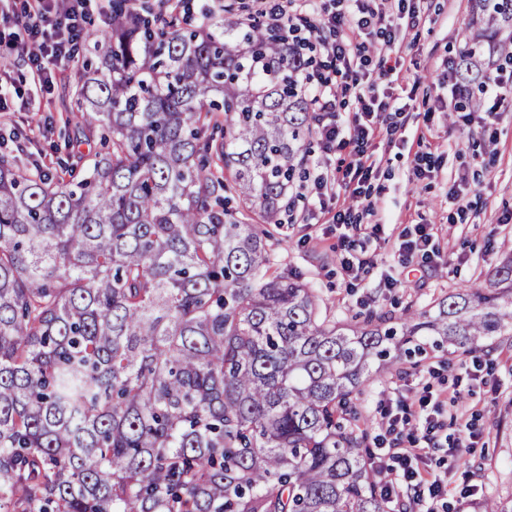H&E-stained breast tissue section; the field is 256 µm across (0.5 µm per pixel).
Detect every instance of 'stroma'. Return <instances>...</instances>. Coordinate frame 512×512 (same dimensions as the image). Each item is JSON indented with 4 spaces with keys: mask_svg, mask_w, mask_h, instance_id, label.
I'll use <instances>...</instances> for the list:
<instances>
[{
    "mask_svg": "<svg viewBox=\"0 0 512 512\" xmlns=\"http://www.w3.org/2000/svg\"><path fill=\"white\" fill-rule=\"evenodd\" d=\"M170 3L196 25L203 14L219 10L232 22L257 16L255 0ZM470 5V0H419L414 26L400 28L394 46L373 49V58L396 67L385 94L394 106L387 120L398 133L394 141L376 142L372 209L361 215L362 221L381 223L383 233L377 240L350 233L353 250L367 252L375 262L358 287H348L342 276L339 232L319 213L316 198L299 180L288 191L289 210L269 241L274 264L314 288L328 317L347 320L375 310L398 319L431 308L473 281L488 280L504 254L512 252V223L503 221L512 212V94L503 93L495 102L473 91L472 104L497 114L489 129L448 107L446 62L458 57L477 30ZM107 24V18L98 17L88 25L79 61L49 85L34 79L17 53L0 49V87L8 93L9 106L0 112V153L16 152L21 167L36 163L49 174H61L70 153L65 117L71 105L62 92L82 81L85 62L95 58ZM422 157L435 162L431 177L416 174ZM408 224L434 225L437 263L399 267L398 236ZM387 273L396 278L395 287L386 286ZM476 355L494 368L474 380L465 368ZM428 359L442 365L431 381L434 392L448 394L459 382L470 388L441 415L449 440H456L471 420L479 433L474 447L461 449L457 468L443 475L452 492V512H480L491 496L512 498V335L481 339L469 355L432 352ZM416 374V368L398 363L362 388L356 404L370 437L382 432L379 391L413 397L420 390Z\"/></svg>",
    "mask_w": 512,
    "mask_h": 512,
    "instance_id": "1",
    "label": "stroma"
}]
</instances>
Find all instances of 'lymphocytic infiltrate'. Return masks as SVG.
<instances>
[{
  "label": "lymphocytic infiltrate",
  "mask_w": 512,
  "mask_h": 512,
  "mask_svg": "<svg viewBox=\"0 0 512 512\" xmlns=\"http://www.w3.org/2000/svg\"><path fill=\"white\" fill-rule=\"evenodd\" d=\"M92 0H25L21 21L29 43L19 53L26 57L34 76L43 84L52 82L57 70L74 62L79 42L86 33ZM270 24L285 37L305 30L318 40L331 66V76L310 73L304 90L319 114L318 135L325 151L349 150L350 160L337 181L353 200L365 197L375 161L369 146L379 135L394 137L395 128L383 127L380 115L390 104L379 90L391 75V68L373 66L370 45L375 40L394 44L398 31L385 8L373 0H339L337 11L319 19L308 15L291 16L277 7L262 8ZM354 91L359 107L351 120H342L337 109L340 92ZM398 259L407 265L413 260L433 262L437 255L433 227L412 224L400 234ZM380 414L389 431L410 427L407 445L376 454L375 460L391 499H398L402 488H410L426 512H437L436 502L447 501L448 486L436 472L421 474L419 467L434 457L454 463L455 448L447 447L437 418L440 404L430 390L411 401L396 400L381 393Z\"/></svg>",
  "instance_id": "lymphocytic-infiltrate-1"
}]
</instances>
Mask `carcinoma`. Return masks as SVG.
<instances>
[{"instance_id":"cac0c4a2","label":"carcinoma","mask_w":512,"mask_h":512,"mask_svg":"<svg viewBox=\"0 0 512 512\" xmlns=\"http://www.w3.org/2000/svg\"><path fill=\"white\" fill-rule=\"evenodd\" d=\"M473 79L512 0H472ZM51 178L0 154V512H387L353 395L370 367L512 335V256L434 313L340 323L270 272L316 114L254 22L112 6ZM224 114V122L218 115Z\"/></svg>"}]
</instances>
